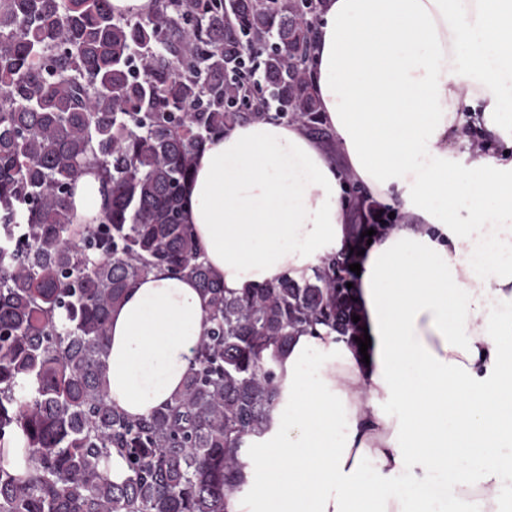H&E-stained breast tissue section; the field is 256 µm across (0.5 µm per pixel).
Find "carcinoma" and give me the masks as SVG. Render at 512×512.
Here are the masks:
<instances>
[{"label":"carcinoma","mask_w":512,"mask_h":512,"mask_svg":"<svg viewBox=\"0 0 512 512\" xmlns=\"http://www.w3.org/2000/svg\"><path fill=\"white\" fill-rule=\"evenodd\" d=\"M316 0H0V512H227L238 455L278 400L275 363L322 326L355 343L336 261L224 292L183 222L197 154L239 122L321 123L309 68ZM106 207L76 224V180ZM194 279L210 326L170 404L141 418L103 384L109 315L156 269ZM117 451L129 475L114 482ZM24 448V437L19 434L16 439L3 451L2 462L14 469L17 473L23 474L27 470L28 461Z\"/></svg>","instance_id":"cac0c4a2"}]
</instances>
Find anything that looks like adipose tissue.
<instances>
[{
    "label": "adipose tissue",
    "instance_id": "ef3b65f1",
    "mask_svg": "<svg viewBox=\"0 0 512 512\" xmlns=\"http://www.w3.org/2000/svg\"><path fill=\"white\" fill-rule=\"evenodd\" d=\"M314 25L329 138L227 128L195 161L184 221L240 295L351 243L349 185L404 220L356 258L370 347L295 336L228 512H512V157L487 150L512 147V0H317ZM103 204L85 172L75 223ZM207 302L159 269L130 284L110 314L113 406L145 417L180 393Z\"/></svg>",
    "mask_w": 512,
    "mask_h": 512
}]
</instances>
